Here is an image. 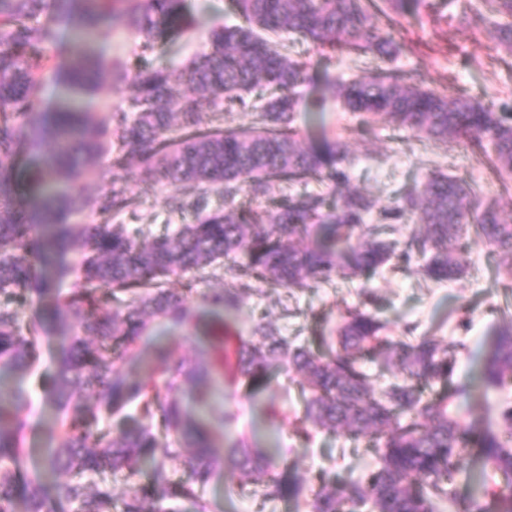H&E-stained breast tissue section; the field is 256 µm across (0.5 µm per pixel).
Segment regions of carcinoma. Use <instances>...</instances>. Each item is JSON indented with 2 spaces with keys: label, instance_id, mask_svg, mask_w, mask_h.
<instances>
[{
  "label": "carcinoma",
  "instance_id": "cac0c4a2",
  "mask_svg": "<svg viewBox=\"0 0 512 512\" xmlns=\"http://www.w3.org/2000/svg\"><path fill=\"white\" fill-rule=\"evenodd\" d=\"M59 5L77 32L66 56L46 50L55 39L47 0H0V369H28L38 357L43 325L23 323L20 310L32 295L48 300L51 316L64 318L68 329L54 372L42 386L43 400L63 417L32 473L31 453L24 448L30 394L17 387L0 396V512H57L63 504L74 512H113L112 486L92 477L108 471L132 477L145 465L152 469L151 487L131 486L121 512H178L180 500L191 502L194 512H209L201 492L226 468L240 486L260 487L264 501L298 503L310 497V512H434L441 502L454 512H512V405L502 408L497 426L477 429L468 417V388H448L457 356L436 336L394 342L371 313L348 308L334 344L324 336L298 344L260 323L254 340L240 346L239 371L254 391L274 366L299 377L304 406L293 423L298 435L308 437L312 426L374 441L379 462L364 481L343 487L322 479L309 495L303 484L274 473L265 455L237 441L215 453L219 435L162 395L159 381L177 375L192 388H205L198 405H206L223 380L203 356L188 361L159 347L144 361L147 377L122 367L153 321L168 330L190 322L185 296L165 288L172 276L233 262L225 268L231 283L210 295L214 305L229 311L251 280L302 291L334 277L372 274L391 262L407 268L416 261L425 279L450 282L466 272L472 240L512 258V224L500 219L476 185L444 174L409 186L397 205L380 211L378 223H367L374 203L345 190L351 160L341 142L326 139L317 149L298 145L293 122L307 64L261 35L303 40L326 60L375 57L379 64L368 74L332 84L359 131L382 120L434 142L466 138L483 153L491 147L493 168L512 176V113L478 97L450 102L426 87L420 73H399L392 67L399 45L388 31L397 16L454 6L459 16H481L512 52V0H227L242 23L216 30L210 50L192 63L188 82L195 96L177 94L168 71L156 67L137 73L131 113L97 117L71 105L46 112L31 136L49 134L54 151L26 172L18 162L20 129L38 113L36 92L45 72L75 93H93L104 61L90 39L102 24L121 22L151 49L189 23L186 0H59ZM252 92L254 122L206 126L207 115L245 104ZM111 152L112 165L101 164ZM132 157L168 186L187 183L197 189L192 200L169 197L172 210L195 211V223L145 242L141 230L123 224L74 222L73 197L81 198L80 209L102 217L129 207L117 184ZM323 178L334 185L331 205L310 192L288 197L273 210L238 201L244 192L269 197L282 183ZM91 182L103 191L84 193ZM214 184L224 189L222 214L204 213ZM28 199L39 206L48 232L41 248V260L50 267L45 274L27 258L39 241L37 226L26 217ZM400 224H422L426 232L399 242L394 235ZM76 240L81 259L73 268L64 258ZM71 275L74 288L65 294L58 284ZM389 351L399 361L396 381L377 394L363 361ZM478 382L486 391L512 386L511 323L490 339ZM131 404L140 411L136 425L106 438L103 417ZM473 451L502 484L482 480L463 497L457 478L467 473ZM176 461L184 474L174 481L168 463ZM43 469L67 475L50 494L41 480ZM166 500L171 505H164Z\"/></svg>",
  "mask_w": 512,
  "mask_h": 512
}]
</instances>
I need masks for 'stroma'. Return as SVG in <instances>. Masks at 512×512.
Here are the masks:
<instances>
[{"label": "stroma", "mask_w": 512, "mask_h": 512, "mask_svg": "<svg viewBox=\"0 0 512 512\" xmlns=\"http://www.w3.org/2000/svg\"><path fill=\"white\" fill-rule=\"evenodd\" d=\"M225 0H188L190 26L179 36L144 49L132 31L119 23L102 28L98 49L113 61L122 63L129 76L117 83L103 77L96 94L86 98L88 112H111L127 107L135 96L133 76L151 66L167 67L174 87L190 94L185 67L196 55L208 51L213 30L233 24L224 9ZM395 37L403 49L394 62L403 72H419L430 87L447 96H479L497 108L512 111V56L498 48L486 25L478 17L460 24L450 19L448 11L423 16L421 21L404 20ZM292 57L307 61V80L300 86V105L296 126L302 145L317 144L322 137L340 140L353 162L351 188L370 196L377 208L391 206L406 185L419 182L432 172H443L476 183L485 197L494 199L502 216L512 222V185H503L486 158L465 146L446 149L418 138L413 133L378 124L367 134L353 129L350 113L345 112L334 96L324 95L325 78L354 77L358 68L367 67V59L342 58L324 64L316 49L308 43L290 46ZM133 199L134 212L119 216L122 224L149 225L153 235L170 233L176 225L193 223V214L172 213L167 205L170 187L155 183L152 174L137 162H129L120 183ZM504 256L489 252L482 245H472L467 274L453 282L425 280L415 269L384 270L349 280L335 279L297 294L253 282L237 309L224 314L212 306L209 295L222 288L221 280L188 273L171 278V290L186 294L194 312L190 324L178 331L155 328L141 344L142 353L164 344L181 356L193 354L199 346L210 349L212 361L224 370V392L214 398V411L231 409L238 415L237 433L246 436L251 447L271 455L280 470H289L307 487L318 485L319 478L337 483L360 479L376 466L378 455L368 439L315 432L311 441L297 437L290 423L303 409V396L293 374L274 369L259 399H251L245 378L234 368L233 352L250 340L259 317L275 322L283 333L308 339L336 330L346 306L358 305L362 292H373L376 301L370 311L387 326L392 338L404 335L419 339L434 335L447 346L465 343L457 355L453 384L472 381L470 371L474 356L482 354L496 328L512 322V280L498 274L506 265ZM467 308L469 323L456 322L460 308ZM21 315L26 321H45L40 333V361L36 373L15 370L6 375L7 387H23L30 392L32 407L27 413V448H42L50 440L57 411L44 403L38 376L53 372L55 355L64 328L59 322L46 321L41 303L23 304ZM210 512H308L306 506L278 500L260 504L254 487L239 488L232 472L218 474L204 492Z\"/></svg>", "instance_id": "obj_1"}]
</instances>
